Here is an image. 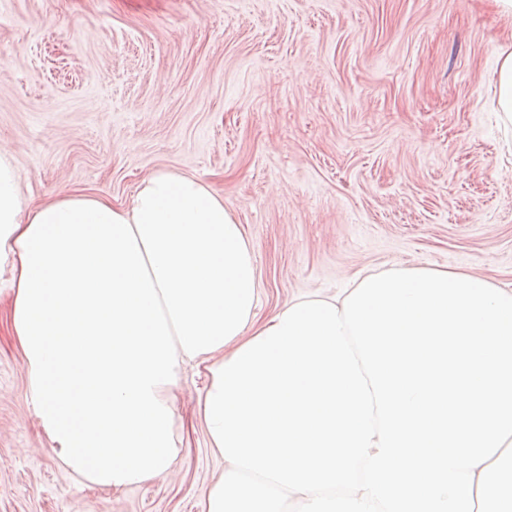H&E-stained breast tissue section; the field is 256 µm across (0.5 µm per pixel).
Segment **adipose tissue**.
<instances>
[{
  "label": "adipose tissue",
  "mask_w": 512,
  "mask_h": 512,
  "mask_svg": "<svg viewBox=\"0 0 512 512\" xmlns=\"http://www.w3.org/2000/svg\"><path fill=\"white\" fill-rule=\"evenodd\" d=\"M4 261L37 415L92 484L171 469V393L195 364L224 459L205 512H512V288L390 269L260 322L244 228L207 184L157 169L126 206L35 204L0 151Z\"/></svg>",
  "instance_id": "adipose-tissue-1"
}]
</instances>
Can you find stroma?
Here are the masks:
<instances>
[{"label":"stroma","instance_id":"stroma-1","mask_svg":"<svg viewBox=\"0 0 512 512\" xmlns=\"http://www.w3.org/2000/svg\"><path fill=\"white\" fill-rule=\"evenodd\" d=\"M512 19L493 0H0V150L25 193L126 204L157 168L224 196L258 320L360 274L458 268L512 285ZM173 388L180 452L119 488L49 446L0 321V512H203L224 470ZM497 79V102L506 118L512 120V50L503 51Z\"/></svg>","mask_w":512,"mask_h":512}]
</instances>
